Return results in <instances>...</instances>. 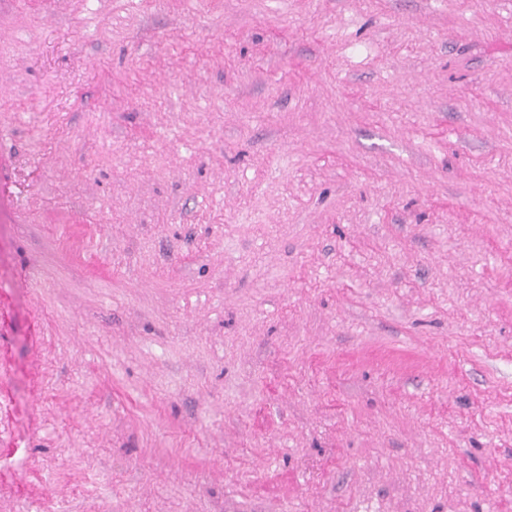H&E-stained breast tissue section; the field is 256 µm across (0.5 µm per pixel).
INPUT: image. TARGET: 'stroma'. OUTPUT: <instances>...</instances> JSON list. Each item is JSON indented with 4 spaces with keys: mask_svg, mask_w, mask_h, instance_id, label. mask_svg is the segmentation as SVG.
<instances>
[{
    "mask_svg": "<svg viewBox=\"0 0 512 512\" xmlns=\"http://www.w3.org/2000/svg\"><path fill=\"white\" fill-rule=\"evenodd\" d=\"M0 512H512V0H0Z\"/></svg>",
    "mask_w": 512,
    "mask_h": 512,
    "instance_id": "1",
    "label": "stroma"
}]
</instances>
